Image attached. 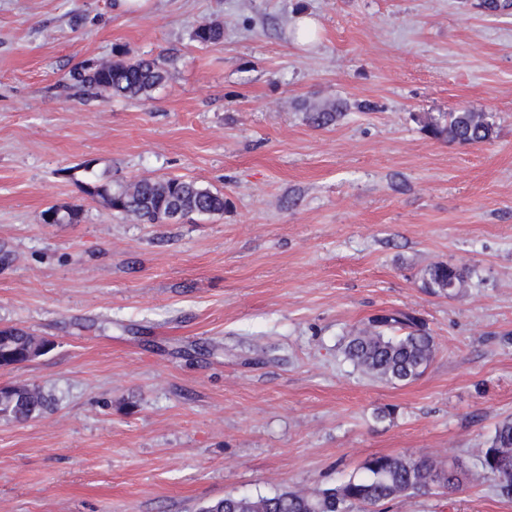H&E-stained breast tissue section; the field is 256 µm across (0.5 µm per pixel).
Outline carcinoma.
Returning <instances> with one entry per match:
<instances>
[{
	"instance_id": "1",
	"label": "carcinoma",
	"mask_w": 512,
	"mask_h": 512,
	"mask_svg": "<svg viewBox=\"0 0 512 512\" xmlns=\"http://www.w3.org/2000/svg\"><path fill=\"white\" fill-rule=\"evenodd\" d=\"M223 37L218 24L202 25L194 32L201 45L215 44ZM171 57L157 55L136 60H112L83 66L71 74L77 85L106 98H148L163 84ZM335 112L327 107L309 112L317 127L331 123ZM425 128L437 139L460 144H480L492 138V116L487 112L460 110L429 116ZM85 191L100 198L110 210L146 224H166L175 212L218 214L224 212V194L178 177L140 179L117 189L109 183L89 184ZM425 290L453 297L464 288L463 273L443 262L429 265L422 277ZM46 340L22 328L0 330V368L26 362L24 353ZM434 338L422 320L396 310L390 315L371 316L353 333L344 347L346 358L368 376L387 384H407L422 376L434 358ZM48 407L44 394L35 387L0 389V415L26 421ZM472 473L456 461L432 457L375 455L363 465V474L323 490H288L273 496H226L201 512H382L385 502L414 497L435 488L444 494L458 492L474 474L494 484L498 494L512 500V420L501 422L489 445L477 453Z\"/></svg>"
}]
</instances>
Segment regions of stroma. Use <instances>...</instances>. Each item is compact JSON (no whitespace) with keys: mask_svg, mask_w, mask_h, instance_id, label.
I'll return each mask as SVG.
<instances>
[{"mask_svg":"<svg viewBox=\"0 0 512 512\" xmlns=\"http://www.w3.org/2000/svg\"><path fill=\"white\" fill-rule=\"evenodd\" d=\"M476 2L0 0V328L51 343L0 388L52 401L0 419V512H198L380 454L476 466L512 418V8ZM211 23L223 39L199 45ZM162 52L149 99L71 95L81 65ZM322 104L336 120L316 128ZM456 109L491 114V140L426 133ZM91 173L181 176L226 207L138 224L84 192ZM52 205L79 222L44 223ZM438 261L464 270L458 296L422 288ZM383 310L435 338L404 385L343 353ZM386 512L512 502L479 481Z\"/></svg>","mask_w":512,"mask_h":512,"instance_id":"stroma-1","label":"stroma"}]
</instances>
